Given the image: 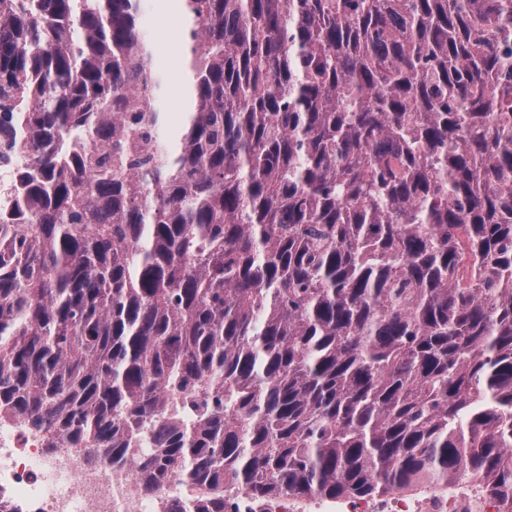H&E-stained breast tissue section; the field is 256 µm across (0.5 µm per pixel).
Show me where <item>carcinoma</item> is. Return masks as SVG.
<instances>
[{
	"instance_id": "1",
	"label": "carcinoma",
	"mask_w": 512,
	"mask_h": 512,
	"mask_svg": "<svg viewBox=\"0 0 512 512\" xmlns=\"http://www.w3.org/2000/svg\"><path fill=\"white\" fill-rule=\"evenodd\" d=\"M0 0V408L194 512L512 498V0ZM150 0H142L143 3V20L145 26L146 36L155 42L157 55L162 64V70L166 76V86L164 101L166 106V112H171L169 135L171 141L177 138V132L179 128V114L177 112L183 111V105L179 102V95L182 92L183 83L181 81V70L183 66V59L181 57H175L173 55H167L161 53L157 48V43L154 40L151 26L147 19V2ZM184 87V86H183ZM185 112V108L184 111ZM246 492H239L226 512H509L510 502L483 493L480 481H469L452 489L425 487L413 492H395L380 501L350 499L328 503L318 500L300 504L294 498H281L266 503L262 511Z\"/></svg>"
}]
</instances>
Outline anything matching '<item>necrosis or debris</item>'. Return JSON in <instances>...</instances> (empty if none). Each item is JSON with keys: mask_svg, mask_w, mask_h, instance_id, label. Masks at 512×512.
Here are the masks:
<instances>
[{"mask_svg": "<svg viewBox=\"0 0 512 512\" xmlns=\"http://www.w3.org/2000/svg\"><path fill=\"white\" fill-rule=\"evenodd\" d=\"M50 441L46 427L0 413V512H175L178 475L147 481L140 461L148 449H135L126 462L115 464L85 448L51 447ZM226 512H512V507L483 493L473 478L449 490L425 487L380 501L303 505L288 497L260 507L241 492Z\"/></svg>", "mask_w": 512, "mask_h": 512, "instance_id": "obj_1", "label": "necrosis or debris"}]
</instances>
